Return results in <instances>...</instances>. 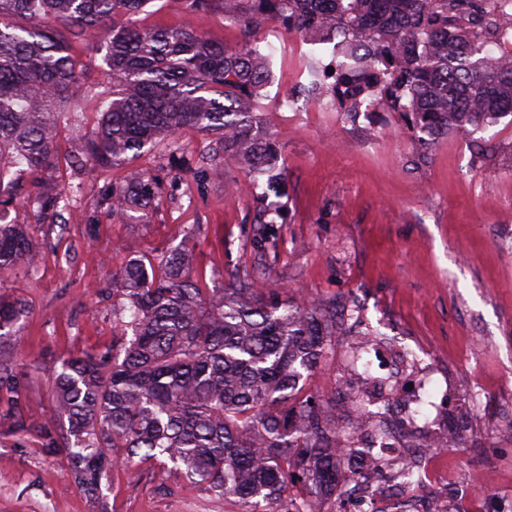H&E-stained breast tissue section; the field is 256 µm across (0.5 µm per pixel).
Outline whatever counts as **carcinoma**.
I'll list each match as a JSON object with an SVG mask.
<instances>
[{
	"mask_svg": "<svg viewBox=\"0 0 512 512\" xmlns=\"http://www.w3.org/2000/svg\"><path fill=\"white\" fill-rule=\"evenodd\" d=\"M151 0H0V191L55 164L57 117L85 85L65 43L100 34L112 95L71 166L106 168L185 127L218 134L277 187V150L252 102L268 76L248 42L235 51L185 24L154 30L115 23ZM505 0H184L190 12L220 5L252 31L267 20L332 45V103L350 117L399 115L429 149L459 131L477 134L512 116V45ZM150 180L131 172L112 191L123 210L150 200ZM67 201L41 189L39 219ZM22 224L0 225V268L37 266ZM188 255L144 257L112 275L120 297L112 355L70 357L53 375L54 425L91 484L106 464H172L194 485L246 505L245 512H322L336 493V406L304 393L338 336L376 340L361 311L337 328L336 300L271 303L261 281L231 273L219 290L199 287ZM23 309L0 298V344ZM14 355L0 348V385ZM303 483L279 508L284 488Z\"/></svg>",
	"mask_w": 512,
	"mask_h": 512,
	"instance_id": "1",
	"label": "carcinoma"
}]
</instances>
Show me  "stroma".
Instances as JSON below:
<instances>
[{
    "label": "stroma",
    "instance_id": "1",
    "mask_svg": "<svg viewBox=\"0 0 512 512\" xmlns=\"http://www.w3.org/2000/svg\"><path fill=\"white\" fill-rule=\"evenodd\" d=\"M140 26L190 24L227 49L249 34L223 10L186 13L181 0H151ZM256 37L272 78L257 110L279 146L283 188L254 179L238 160L211 174L224 150L215 135L187 128L102 171L52 167L46 186L68 196L52 224L36 221V189L21 177L0 196V222L22 224L40 251L35 271L0 270V296L19 300L21 329L10 340L17 357L13 393L0 396V512H242L236 499L190 484L179 471L108 466L83 485L65 446L47 427L56 403L51 375L62 360L112 350V272L123 262L192 252L201 287L220 288L228 273L264 282L278 299L351 298L384 346L412 340L418 354L403 383L432 376L422 396L472 404L481 384L487 407L512 405V122L482 132L484 151L458 134L422 148L397 115L355 119L309 91L314 47L278 22ZM92 91L60 116L58 152L81 149L72 129L92 128L110 80L98 38L71 48ZM181 152L190 164L171 166ZM155 179L150 203L112 209V190L130 170ZM350 351L340 336L307 387L325 401L339 395L337 363ZM35 424L15 432V416ZM464 446L441 461L480 492L483 469L512 457V424L495 415L472 419Z\"/></svg>",
    "mask_w": 512,
    "mask_h": 512
}]
</instances>
